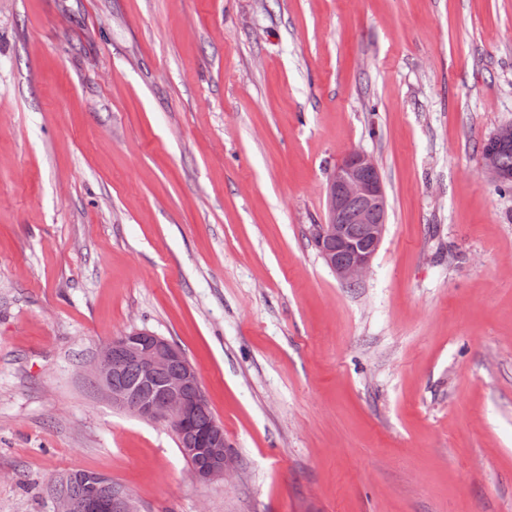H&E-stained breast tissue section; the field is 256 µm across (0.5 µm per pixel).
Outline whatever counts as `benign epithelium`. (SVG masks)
Masks as SVG:
<instances>
[{
  "mask_svg": "<svg viewBox=\"0 0 512 512\" xmlns=\"http://www.w3.org/2000/svg\"><path fill=\"white\" fill-rule=\"evenodd\" d=\"M496 148L482 153L484 171L498 184L512 180L500 163L499 151L512 146V122L492 135ZM327 218L313 228L316 248L328 268L344 284L361 282L386 232L387 194L375 159L362 150L352 151L330 175L327 189ZM133 364L142 384L162 382L154 398L138 389L112 384L113 376ZM90 374L112 399V406L149 421L179 426L191 422L205 407L200 375L181 350L167 339L148 330H132L101 346ZM190 447L183 449L196 457L191 465L193 479L201 484L224 479L230 474L234 457L224 448V428L215 422L193 426ZM83 477L68 472L53 490L55 512H138L131 497L118 490L102 497L92 489L76 496L70 488Z\"/></svg>",
  "mask_w": 512,
  "mask_h": 512,
  "instance_id": "benign-epithelium-1",
  "label": "benign epithelium"
}]
</instances>
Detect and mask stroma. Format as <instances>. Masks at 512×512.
Masks as SVG:
<instances>
[{
	"label": "stroma",
	"mask_w": 512,
	"mask_h": 512,
	"mask_svg": "<svg viewBox=\"0 0 512 512\" xmlns=\"http://www.w3.org/2000/svg\"><path fill=\"white\" fill-rule=\"evenodd\" d=\"M512 0H0V512H512ZM388 223L310 227L352 150ZM177 345L237 462L197 483L89 367ZM491 139L496 144V148L484 152V150L489 147ZM491 139H487L482 145V166L484 171L496 183L501 184L512 180V148H510L512 146V122L499 126L493 133ZM502 148L510 149L502 152L499 158V151ZM503 168L511 173L505 171ZM326 195V222L313 228L316 248L342 283H360L387 226V194L375 159L352 151L330 175ZM82 480L81 474L75 472L59 477L53 490L55 512H138L131 497L121 490L106 497L94 489L80 496L72 494L71 486Z\"/></svg>",
	"instance_id": "stroma-1"
}]
</instances>
